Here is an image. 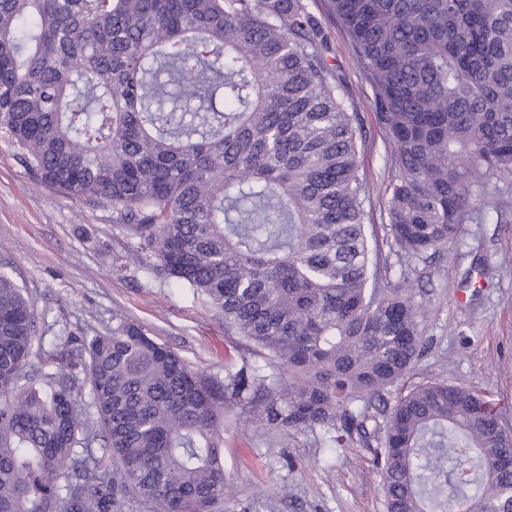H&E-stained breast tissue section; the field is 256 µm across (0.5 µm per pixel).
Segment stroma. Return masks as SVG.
Returning <instances> with one entry per match:
<instances>
[{
	"mask_svg": "<svg viewBox=\"0 0 512 512\" xmlns=\"http://www.w3.org/2000/svg\"><path fill=\"white\" fill-rule=\"evenodd\" d=\"M323 19L359 115L360 172L366 210L382 250L387 228L385 185L391 148L378 129L372 90L342 29L311 0ZM121 268H113L114 256ZM391 281L410 284L427 309L426 349L401 381L403 389L432 380L472 388L492 399L512 432V216L463 224L447 254L391 257ZM0 270L23 289L44 344L108 334L114 317L140 326L181 356L191 369L223 375L250 354L225 335L224 319L208 300L153 271L112 222L109 205L63 197L39 185L0 133ZM380 447L335 443L322 430L253 431L240 410L224 420V469L231 490L218 512H386Z\"/></svg>",
	"mask_w": 512,
	"mask_h": 512,
	"instance_id": "1",
	"label": "stroma"
}]
</instances>
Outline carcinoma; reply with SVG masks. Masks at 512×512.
Returning <instances> with one entry per match:
<instances>
[{
	"label": "carcinoma",
	"mask_w": 512,
	"mask_h": 512,
	"mask_svg": "<svg viewBox=\"0 0 512 512\" xmlns=\"http://www.w3.org/2000/svg\"><path fill=\"white\" fill-rule=\"evenodd\" d=\"M392 147L397 251L454 241L512 177V0H329ZM309 0H0V131L41 185L112 206L154 269L202 295L264 367L191 370L116 317L30 364L0 272V512H213L224 415L380 443L386 512H512V434L472 389L393 387L425 309L383 280L358 117ZM383 422H378V418Z\"/></svg>",
	"instance_id": "1"
}]
</instances>
